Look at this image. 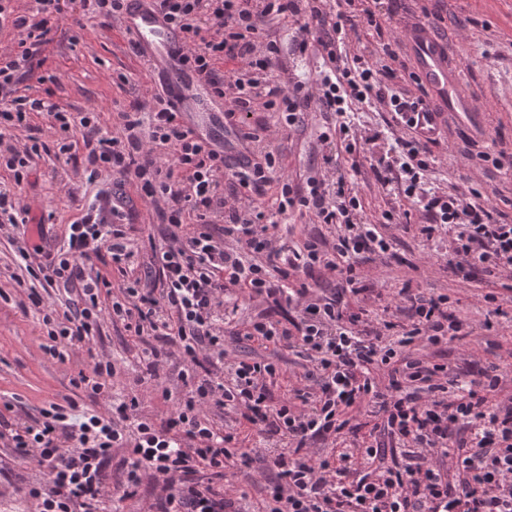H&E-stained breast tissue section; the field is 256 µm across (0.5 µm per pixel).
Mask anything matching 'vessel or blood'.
Returning <instances> with one entry per match:
<instances>
[{"instance_id": "obj_1", "label": "vessel or blood", "mask_w": 512, "mask_h": 512, "mask_svg": "<svg viewBox=\"0 0 512 512\" xmlns=\"http://www.w3.org/2000/svg\"><path fill=\"white\" fill-rule=\"evenodd\" d=\"M121 26L146 67L161 73L165 95L184 125L196 136L210 137L207 119L223 114L224 103L200 76L184 65L185 51L179 32L152 7L151 0H138L136 7L125 13ZM407 38L413 48V70L431 90L434 103L461 116L475 111L473 100L455 91L462 68L450 62L447 46L435 40L426 26L411 27Z\"/></svg>"}]
</instances>
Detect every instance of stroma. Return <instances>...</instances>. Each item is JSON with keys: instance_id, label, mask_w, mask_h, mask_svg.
Segmentation results:
<instances>
[{"instance_id": "35a3bbf8", "label": "stroma", "mask_w": 512, "mask_h": 512, "mask_svg": "<svg viewBox=\"0 0 512 512\" xmlns=\"http://www.w3.org/2000/svg\"><path fill=\"white\" fill-rule=\"evenodd\" d=\"M382 9L385 35L399 37L408 26L424 23L446 40L453 60L466 66L462 93L484 106L483 111L465 118L452 112L442 116L439 142L432 147L436 158L433 185L464 188L482 181L491 203L512 220V178L481 177L468 158L469 153L493 145L512 153V0H382ZM380 35L360 29L352 45L371 61H379ZM44 55L48 70L59 78L51 88L52 99L69 111L94 109L103 112L110 124L115 112L131 109L149 97L146 67L132 51L121 26L110 19L94 18L82 29L71 18L60 19ZM121 73L127 75V82L118 81ZM251 120L273 127L267 144L279 152L282 171L293 183L303 184L310 172L320 167L322 149L316 131L323 123L321 112L310 110L304 128L290 133L277 131L278 118L273 113L258 111ZM34 123L43 130V118H35ZM41 139L47 149L36 160L40 178L36 185L22 188L21 195L33 216H46L47 238L52 241L82 216L105 183L87 182L82 173L84 149H77L68 160L57 157L49 133L43 130ZM396 235V259L372 269L376 287L397 288L411 279L421 287L448 294L460 317L483 319L487 306L480 283L462 282L449 275L434 247L415 231L400 229ZM21 272L12 246L0 239V405L11 404L18 415L36 418L50 401L74 393L83 407L100 409V402L88 392L73 391L70 385L79 370L87 369L88 354L94 351L109 355L116 367L112 380L115 395L143 397L146 415L156 420L166 417L173 399L183 391L177 367L171 364L165 370L171 396L163 398L152 380L140 377L139 343L122 324L108 320L100 336L93 338L92 350H76L62 362L51 359L42 349L46 342L42 316L16 282ZM227 349L233 357L261 356L273 362L279 373L275 386L279 394L286 393L308 367L305 357L294 349H266L248 341L228 342ZM240 438L252 461L240 467L233 483L248 494L257 512H264L260 462L264 450L249 425H241Z\"/></svg>"}]
</instances>
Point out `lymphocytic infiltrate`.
Segmentation results:
<instances>
[{"label":"lymphocytic infiltrate","mask_w":512,"mask_h":512,"mask_svg":"<svg viewBox=\"0 0 512 512\" xmlns=\"http://www.w3.org/2000/svg\"><path fill=\"white\" fill-rule=\"evenodd\" d=\"M153 2L182 33L186 64L223 99L226 124L252 142L235 160L195 136L159 95L117 113L112 132L99 112H70L24 93L25 81L51 79L43 51L63 10L118 22L128 0H30L23 12L16 0H0V29L16 33L0 53V172L7 175L0 181V236L42 288L75 298L64 309H45L48 352L64 358L100 335L109 318L142 344L144 375L160 379L176 360L186 389L153 421L138 398H113L116 368L102 358L70 381L101 400V409H81L67 396L22 420L4 404L0 446L38 468L35 478L13 485V495L27 512H105L107 501L138 497L147 480L145 512H252L232 482L238 461L248 458L240 450L246 423L268 448L269 512H512V374L495 363L464 371L432 354L477 328L498 334L512 298V224L496 218L483 187H429L439 127L420 129L412 117L425 108L426 89L409 70L392 68L397 43H382L388 63L381 67L351 49L360 26L381 30L380 14L365 0ZM281 22L296 52L322 58L315 74L301 76L284 62L272 36ZM233 61L237 69L220 71ZM356 105L390 113L401 129L391 156L371 167L401 204L374 224L364 220L352 180L359 164L345 168L326 153L321 172L299 186L264 146L266 125L245 126L260 109L297 129L315 107L327 116L320 146L336 143L353 156L374 141L355 123ZM40 114L59 154H71L73 135L81 133L88 181L113 179L50 248L28 236L30 208L17 194L41 141L19 140L15 132ZM135 181L164 226V246L145 262L126 222L125 186ZM271 185L277 194L270 200ZM290 212L325 226L327 236L289 246L277 229L279 216ZM415 215L418 235L443 249L455 278L490 277L493 288L483 296L490 309L480 327L458 316L448 295L408 281L381 312L371 309L364 267L395 258L393 230ZM107 264L119 272V285L101 273ZM316 269L338 277L333 292L305 282ZM244 294L262 298L268 315L239 322ZM228 335L300 349L311 364L301 386L276 395L275 365L228 360ZM362 414L371 429L359 422Z\"/></svg>","instance_id":"lymphocytic-infiltrate-1"}]
</instances>
